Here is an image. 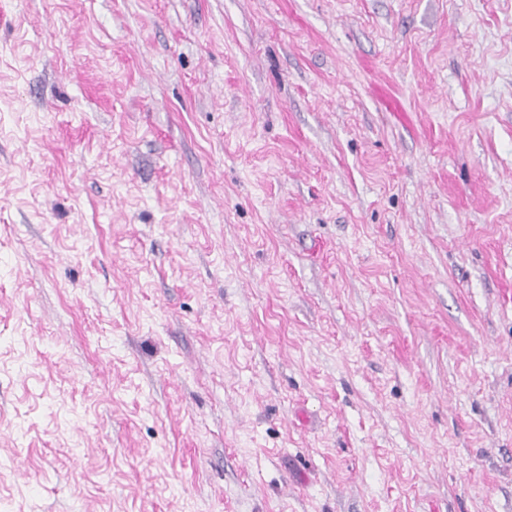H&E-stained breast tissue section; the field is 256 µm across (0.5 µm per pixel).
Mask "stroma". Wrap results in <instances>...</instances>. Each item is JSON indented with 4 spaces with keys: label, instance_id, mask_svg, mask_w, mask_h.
<instances>
[{
    "label": "stroma",
    "instance_id": "stroma-1",
    "mask_svg": "<svg viewBox=\"0 0 512 512\" xmlns=\"http://www.w3.org/2000/svg\"><path fill=\"white\" fill-rule=\"evenodd\" d=\"M0 512H512V0H0Z\"/></svg>",
    "mask_w": 512,
    "mask_h": 512
}]
</instances>
